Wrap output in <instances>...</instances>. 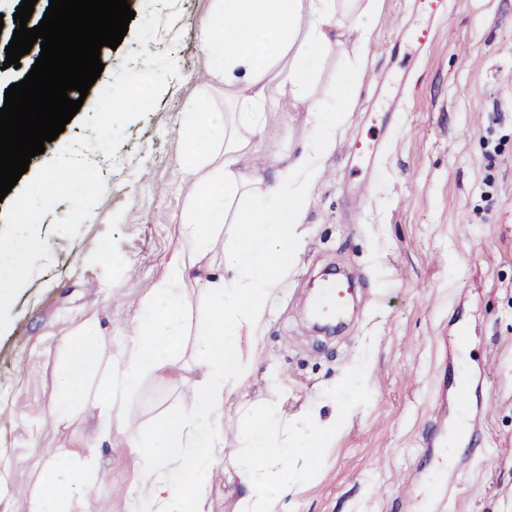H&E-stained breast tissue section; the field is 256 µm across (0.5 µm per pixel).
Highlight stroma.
I'll list each match as a JSON object with an SVG mask.
<instances>
[{
	"label": "stroma",
	"mask_w": 512,
	"mask_h": 512,
	"mask_svg": "<svg viewBox=\"0 0 512 512\" xmlns=\"http://www.w3.org/2000/svg\"><path fill=\"white\" fill-rule=\"evenodd\" d=\"M210 6L176 0L159 9L176 20L164 43L129 33L103 52L115 68L143 47L165 53L180 75L125 125L93 222L64 223L60 202L39 225L53 261L20 288L0 332V512H22L43 471L68 483L72 452L112 477L83 512H133L125 492L141 472L126 432L151 435L195 399L202 341L190 325L170 368L128 395L123 430L93 404L58 406L70 340L95 321L116 351L180 246L184 109L224 106L223 85L203 89L198 31ZM415 21L404 0H384L356 109L335 127L304 203V246L262 327L234 339L253 373L224 407L226 448L246 402L275 406L294 427L316 404L335 425L312 473L289 486L299 512H512V0H450L432 45L414 55L403 34ZM396 72L409 76L399 106L378 85ZM371 109L387 113L388 129L357 173L346 147ZM309 129L305 107L278 94L239 169L268 175V158L299 151ZM336 271L360 279L357 298L345 328L313 332L308 299ZM203 484L207 512H235L242 487L222 453Z\"/></svg>",
	"instance_id": "35a3bbf8"
}]
</instances>
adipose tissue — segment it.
I'll return each mask as SVG.
<instances>
[{
  "instance_id": "1",
  "label": "adipose tissue",
  "mask_w": 512,
  "mask_h": 512,
  "mask_svg": "<svg viewBox=\"0 0 512 512\" xmlns=\"http://www.w3.org/2000/svg\"><path fill=\"white\" fill-rule=\"evenodd\" d=\"M341 0H211L200 24V46L208 73L224 84L233 112L185 110V157L179 170L188 183L180 224L181 248L168 264L154 295L141 303L142 315L107 363L93 326H83L66 349L63 383L83 389L93 370L109 372L106 411L121 408L147 372L163 371L180 342L192 302L185 293L191 270L208 293L196 329L204 345L197 368L198 393L189 408L164 416L154 438L131 433L142 473L135 512H206L199 483L213 451L224 446V404L252 373L250 360L232 343L240 329L259 328L267 303L288 273L290 255L303 236V204L335 147L333 124L354 109L360 73L373 51L371 27L383 0H348L353 21L338 18ZM353 45L354 57L333 78L327 117H316L309 141L295 153L274 157L275 185L243 177L237 165L255 151L267 108L275 94L289 90L293 104H306L326 59ZM223 240L221 271L200 268L215 240ZM331 431L318 407L306 415L298 444L274 410L242 409L231 452L243 492L236 512H278L289 483L305 476L321 458Z\"/></svg>"
}]
</instances>
